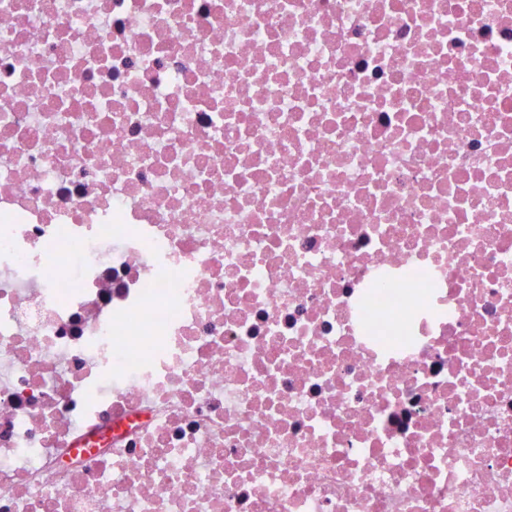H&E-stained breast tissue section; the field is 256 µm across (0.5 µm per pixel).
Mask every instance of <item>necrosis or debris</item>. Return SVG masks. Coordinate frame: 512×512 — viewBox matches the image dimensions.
I'll list each match as a JSON object with an SVG mask.
<instances>
[{"mask_svg":"<svg viewBox=\"0 0 512 512\" xmlns=\"http://www.w3.org/2000/svg\"><path fill=\"white\" fill-rule=\"evenodd\" d=\"M0 512H512V0H0Z\"/></svg>","mask_w":512,"mask_h":512,"instance_id":"4bbe7bcc","label":"necrosis or debris"}]
</instances>
